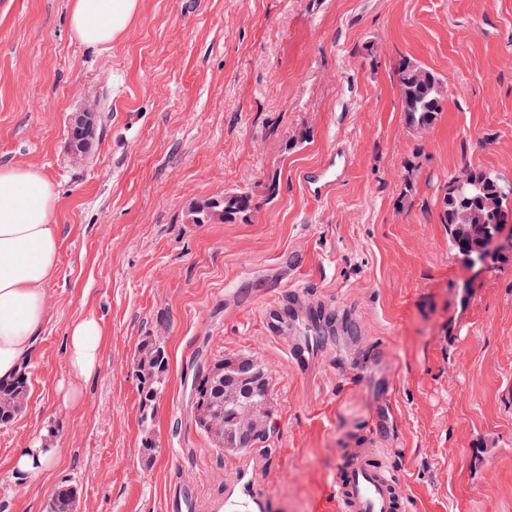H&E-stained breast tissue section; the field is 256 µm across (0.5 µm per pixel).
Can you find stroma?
<instances>
[{"label":"stroma","mask_w":512,"mask_h":512,"mask_svg":"<svg viewBox=\"0 0 512 512\" xmlns=\"http://www.w3.org/2000/svg\"><path fill=\"white\" fill-rule=\"evenodd\" d=\"M407 56L448 85L425 131L401 110ZM97 105L85 164L73 113ZM325 196L306 173L337 149ZM56 185L61 250L29 398L0 426V512H164L170 485L224 512L242 462L280 512H335L340 451L373 448L407 512H512V263L477 274L448 242L442 199L463 165L512 182V0H143L125 38L78 42L67 0H0V164ZM279 193L267 198L268 180ZM240 190L256 207L197 224L189 210ZM323 305L358 329L272 334L268 311ZM105 336L89 379L71 376L70 324ZM160 340L166 389L145 459L137 351ZM246 352L270 381L269 428L243 451L196 423L192 384ZM74 400L63 404L66 393ZM53 433L39 474L19 449ZM54 458L53 448L44 450L40 445L22 448L14 458V468L21 473L35 474L47 470Z\"/></svg>","instance_id":"stroma-1"}]
</instances>
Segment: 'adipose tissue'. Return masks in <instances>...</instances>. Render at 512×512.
Wrapping results in <instances>:
<instances>
[{"instance_id": "obj_1", "label": "adipose tissue", "mask_w": 512, "mask_h": 512, "mask_svg": "<svg viewBox=\"0 0 512 512\" xmlns=\"http://www.w3.org/2000/svg\"><path fill=\"white\" fill-rule=\"evenodd\" d=\"M71 31L88 46L110 48L123 39L142 0H68ZM60 197L43 170L0 164V381L26 365L46 322V287L59 261ZM99 320L88 315L68 329L71 375L90 377L104 346Z\"/></svg>"}]
</instances>
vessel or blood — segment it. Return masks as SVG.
<instances>
[{
  "mask_svg": "<svg viewBox=\"0 0 512 512\" xmlns=\"http://www.w3.org/2000/svg\"><path fill=\"white\" fill-rule=\"evenodd\" d=\"M347 163L342 154L331 159L310 179L311 194L326 193L336 168ZM335 486L336 512H404L406 508V498L390 469L385 463L371 462L359 448L343 449ZM276 508V497L252 477L236 483L224 499V512H275Z\"/></svg>",
  "mask_w": 512,
  "mask_h": 512,
  "instance_id": "b4317fda",
  "label": "vessel or blood"
}]
</instances>
